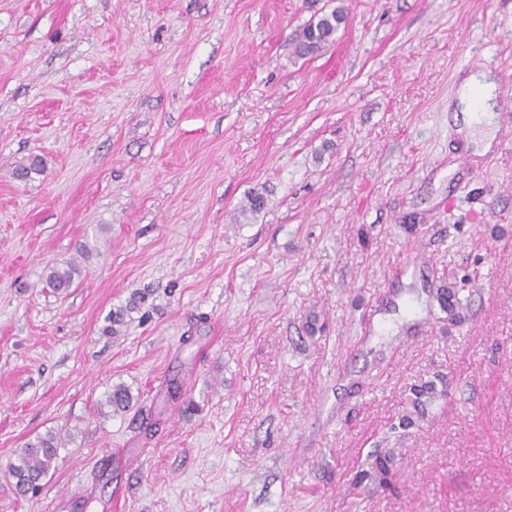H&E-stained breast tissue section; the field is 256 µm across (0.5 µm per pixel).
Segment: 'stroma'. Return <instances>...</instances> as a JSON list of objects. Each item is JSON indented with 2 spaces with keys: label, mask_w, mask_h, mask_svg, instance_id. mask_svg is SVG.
<instances>
[{
  "label": "stroma",
  "mask_w": 512,
  "mask_h": 512,
  "mask_svg": "<svg viewBox=\"0 0 512 512\" xmlns=\"http://www.w3.org/2000/svg\"><path fill=\"white\" fill-rule=\"evenodd\" d=\"M474 63L512 81V0H0V512H512V146L461 163ZM438 374L395 490L351 486ZM316 21H310L296 37V52L299 56H308L319 52L331 43L340 26L347 20L346 10L342 6L330 11L314 14ZM77 273L76 265L72 264L63 269L52 267L47 274L46 284L56 292L66 291L72 286L74 275ZM405 402V410L398 424L399 428H408L414 423L413 416L424 418L429 407L436 402L448 399V390L441 385L438 387L435 381H429L414 388ZM61 445L60 435L50 431L20 449L16 461L8 467V474L20 492L26 493L40 486V482L55 468Z\"/></svg>",
  "instance_id": "1"
}]
</instances>
